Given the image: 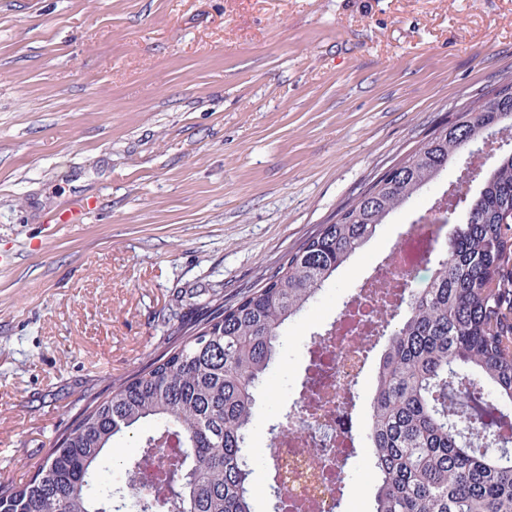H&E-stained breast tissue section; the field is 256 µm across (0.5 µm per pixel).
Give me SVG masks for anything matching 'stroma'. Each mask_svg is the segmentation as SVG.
I'll list each match as a JSON object with an SVG mask.
<instances>
[{"label": "stroma", "mask_w": 512, "mask_h": 512, "mask_svg": "<svg viewBox=\"0 0 512 512\" xmlns=\"http://www.w3.org/2000/svg\"><path fill=\"white\" fill-rule=\"evenodd\" d=\"M512 78V0H0V482L212 295L271 273L458 108ZM451 163L283 329L248 435L254 512L314 336ZM83 210L77 224L59 220ZM372 383L337 512H372Z\"/></svg>", "instance_id": "stroma-1"}]
</instances>
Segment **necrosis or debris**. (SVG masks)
<instances>
[{
    "label": "necrosis or debris",
    "mask_w": 512,
    "mask_h": 512,
    "mask_svg": "<svg viewBox=\"0 0 512 512\" xmlns=\"http://www.w3.org/2000/svg\"><path fill=\"white\" fill-rule=\"evenodd\" d=\"M434 235L432 224L412 225L406 260L377 265L335 327L314 343L299 392L303 410L289 414L288 431L271 454L272 473L284 487L280 512H335L353 431L347 390L373 373L365 345L380 313L401 304L412 275L427 265Z\"/></svg>",
    "instance_id": "4bbe7bcc"
}]
</instances>
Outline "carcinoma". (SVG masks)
<instances>
[{"label": "carcinoma", "mask_w": 512, "mask_h": 512, "mask_svg": "<svg viewBox=\"0 0 512 512\" xmlns=\"http://www.w3.org/2000/svg\"><path fill=\"white\" fill-rule=\"evenodd\" d=\"M502 130H512V81L435 128L234 303L207 302L181 343L84 398L28 479L0 483V512H109L117 496L131 512H252L246 441L282 329L392 212ZM463 172L448 206L465 217L448 249L382 321L368 404L373 512H512V437H493L512 427L502 410L512 406V150ZM145 425L143 450L116 487L99 460ZM171 442L181 478L138 482L146 458Z\"/></svg>", "instance_id": "1"}]
</instances>
